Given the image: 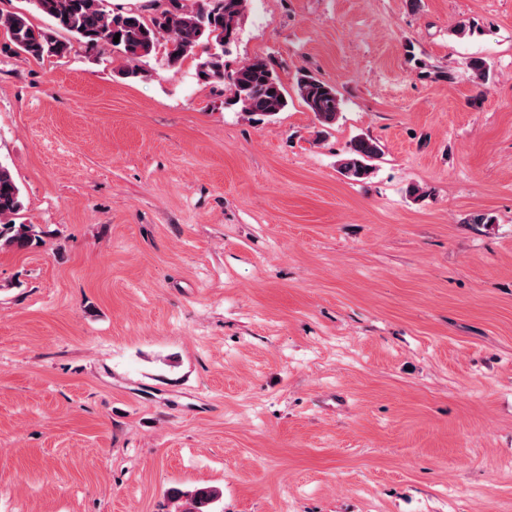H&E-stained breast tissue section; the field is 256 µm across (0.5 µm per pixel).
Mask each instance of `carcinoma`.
<instances>
[{
    "instance_id": "obj_1",
    "label": "carcinoma",
    "mask_w": 512,
    "mask_h": 512,
    "mask_svg": "<svg viewBox=\"0 0 512 512\" xmlns=\"http://www.w3.org/2000/svg\"><path fill=\"white\" fill-rule=\"evenodd\" d=\"M46 16L51 25L34 26L24 12H0V30L5 46L34 60L65 57L72 50L67 33L90 50L103 45L123 57L129 66L127 78L144 73L146 62L159 47H164L167 64L177 67L191 58L196 62V75L204 85H227L228 104L259 121L271 119L288 105L285 88L270 61L254 57L234 72L227 73L224 53L237 37L247 0H198L188 6L184 0H165L156 4L150 16L136 9H109L103 0H29ZM119 42H114L115 34ZM472 75L488 79L491 65L482 57L467 62ZM296 93L314 113L323 128L336 124L342 114L343 101L336 88L310 73L296 79ZM382 155L380 144L368 137L353 138L338 159L340 173L349 180L361 182L375 170L374 161ZM24 209L21 187L9 168L0 164V249L27 250L44 244L43 231L34 224L15 222ZM172 501L189 504L186 512H216L222 493L212 486L191 490L173 488Z\"/></svg>"
}]
</instances>
